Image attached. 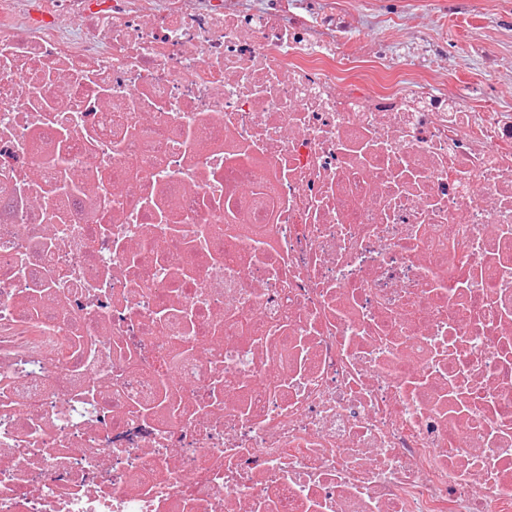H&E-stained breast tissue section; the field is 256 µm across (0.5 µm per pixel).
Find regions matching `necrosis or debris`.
I'll list each match as a JSON object with an SVG mask.
<instances>
[{"instance_id": "obj_1", "label": "necrosis or debris", "mask_w": 512, "mask_h": 512, "mask_svg": "<svg viewBox=\"0 0 512 512\" xmlns=\"http://www.w3.org/2000/svg\"><path fill=\"white\" fill-rule=\"evenodd\" d=\"M306 2L0 0V512H512V112Z\"/></svg>"}]
</instances>
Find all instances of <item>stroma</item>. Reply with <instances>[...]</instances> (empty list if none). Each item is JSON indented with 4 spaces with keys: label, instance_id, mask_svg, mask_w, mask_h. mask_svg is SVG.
<instances>
[{
    "label": "stroma",
    "instance_id": "35a3bbf8",
    "mask_svg": "<svg viewBox=\"0 0 512 512\" xmlns=\"http://www.w3.org/2000/svg\"><path fill=\"white\" fill-rule=\"evenodd\" d=\"M347 8V20L358 35H378L390 44L411 40L418 51L413 58V77H426V61L432 54L448 55V67L437 80L438 87L460 89L471 105H489L512 112V0H453L452 15L437 26L424 24V0H340ZM478 12L484 19L482 29L461 25L456 17ZM399 17V24L377 29V16ZM500 62L489 72L486 56Z\"/></svg>",
    "mask_w": 512,
    "mask_h": 512
}]
</instances>
